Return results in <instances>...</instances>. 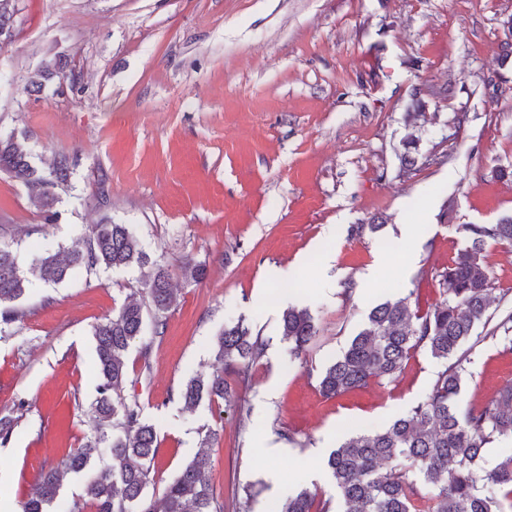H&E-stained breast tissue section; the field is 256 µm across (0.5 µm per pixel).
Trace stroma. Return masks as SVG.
<instances>
[{"instance_id": "1", "label": "stroma", "mask_w": 512, "mask_h": 512, "mask_svg": "<svg viewBox=\"0 0 512 512\" xmlns=\"http://www.w3.org/2000/svg\"><path fill=\"white\" fill-rule=\"evenodd\" d=\"M0 45V130L25 134L32 162L75 159L54 212L0 172V224L22 257L42 240L81 245L93 224L129 225L172 273L176 301L151 370L128 354L125 398L139 400L159 445L163 488L202 449L224 501L257 494L250 512H278L302 489L335 499L326 456L356 433L379 431L422 402L443 361L418 351L390 383L327 399L308 367L329 365L377 304L427 311L464 245V224L512 217V68L501 66L500 23L512 0H18ZM77 83L28 93L54 56ZM498 78L497 87L487 81ZM430 87L426 121L406 126L416 87ZM418 139V165L399 155ZM106 203H99V193ZM380 216V231L349 229ZM484 262L512 311V246L488 242ZM204 266L199 283L186 263ZM296 268L290 279L273 278ZM139 269L37 285L0 341V417L18 421L0 443V503L20 512L43 470L85 442L97 395L92 330L130 300ZM308 309L319 334L294 359L284 309ZM244 323L266 353L240 407L184 410L178 391L217 367L215 336ZM462 406L512 383V342L476 327Z\"/></svg>"}]
</instances>
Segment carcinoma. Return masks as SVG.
Returning <instances> with one entry per match:
<instances>
[{
	"label": "carcinoma",
	"instance_id": "obj_1",
	"mask_svg": "<svg viewBox=\"0 0 512 512\" xmlns=\"http://www.w3.org/2000/svg\"><path fill=\"white\" fill-rule=\"evenodd\" d=\"M15 0H0V29L14 25ZM502 64L512 59V15L501 21ZM62 68L53 59L29 77L41 92ZM415 139L407 137L400 169L417 166ZM73 158L59 154L46 170L35 166L25 139L0 134V171L10 174L46 208L70 185ZM466 242L442 274L443 300L424 313L405 300L375 306L368 326L331 364L317 371L316 388L334 397L373 380H394L420 350L445 362L425 399L379 432L348 438L327 459V469L343 499L344 512H512V455L484 471L478 468L485 448L512 439V385L479 407L462 408L459 397L470 359L462 346L482 322L491 321V280L484 265L488 241L512 245V217L495 224H466ZM144 271L142 302L123 304L112 317L95 325L97 397L87 413L84 447L66 455L40 476L36 491L21 502V512H224V501L209 479L211 456L201 452L169 481L161 501L148 494L154 483L159 442L155 427L137 400L123 396L128 381L127 354L140 344L143 370L150 368L152 348L164 337L166 314L174 302L168 267L150 258L126 224L108 220L92 226L82 248L47 244L22 266L12 246L0 243V339L23 311L18 303L33 294L35 283L56 285L79 272ZM152 336L143 339L146 325ZM280 331L290 355L306 354L318 328L307 309L283 311ZM215 357L222 370L195 375L179 398L192 410L202 401L237 405L238 388L265 354L262 336L242 323L224 328L215 338ZM85 473L82 494L60 503L65 474ZM281 512H329L317 492L304 489L288 498Z\"/></svg>",
	"mask_w": 512,
	"mask_h": 512
}]
</instances>
